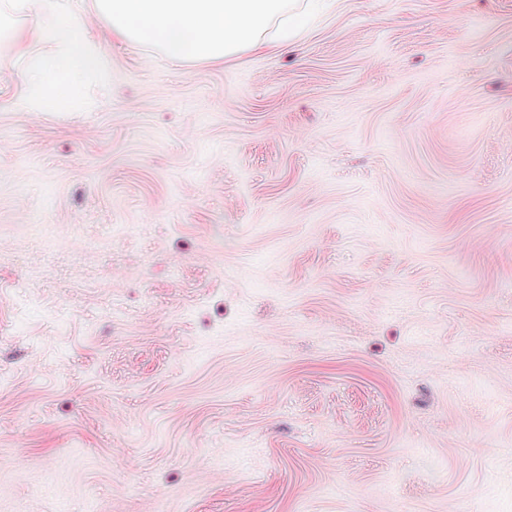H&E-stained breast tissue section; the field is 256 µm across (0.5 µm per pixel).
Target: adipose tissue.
I'll use <instances>...</instances> for the list:
<instances>
[{"instance_id": "1", "label": "adipose tissue", "mask_w": 512, "mask_h": 512, "mask_svg": "<svg viewBox=\"0 0 512 512\" xmlns=\"http://www.w3.org/2000/svg\"><path fill=\"white\" fill-rule=\"evenodd\" d=\"M294 0H94L86 12L76 0H0V19L43 47L41 58L16 77L22 103L42 112L65 110L97 68V48L84 32L90 19L112 36L150 45L160 56L184 62H221L245 52L273 50L294 41L317 10Z\"/></svg>"}]
</instances>
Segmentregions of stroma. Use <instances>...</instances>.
Here are the masks:
<instances>
[{"mask_svg": "<svg viewBox=\"0 0 512 512\" xmlns=\"http://www.w3.org/2000/svg\"><path fill=\"white\" fill-rule=\"evenodd\" d=\"M88 35L0 38V512H512V0ZM89 15L67 0L0 1V20L10 19L17 33L44 49L42 57L14 79L19 103L57 112L83 93L87 76L99 64L96 46L83 35Z\"/></svg>", "mask_w": 512, "mask_h": 512, "instance_id": "obj_1", "label": "stroma"}]
</instances>
